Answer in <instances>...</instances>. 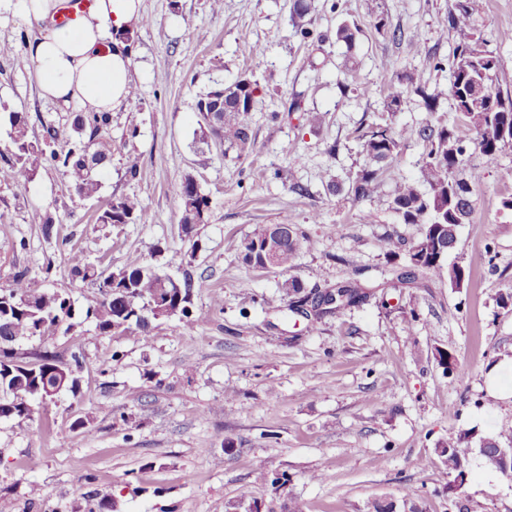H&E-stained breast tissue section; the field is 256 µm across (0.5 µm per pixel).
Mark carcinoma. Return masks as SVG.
<instances>
[{"label":"carcinoma","mask_w":512,"mask_h":512,"mask_svg":"<svg viewBox=\"0 0 512 512\" xmlns=\"http://www.w3.org/2000/svg\"><path fill=\"white\" fill-rule=\"evenodd\" d=\"M312 0H292L290 20L294 34L304 43L314 38L304 19L313 10ZM448 25L458 38L452 58L448 59L451 74L449 86L437 93L426 92V80L410 78L412 91L420 95L428 112H435L436 101L442 96L452 101L457 119L452 125L428 122L412 131V136L425 146V161L420 169V188L413 182L397 184L389 202L392 211L405 224L422 225L421 235L408 250V264L392 269L393 281L401 287L415 283L416 273L441 275L443 265L438 252H448L456 246L454 231L457 222L469 218L472 212L473 189L466 180L456 175L464 161L469 145H476L487 156H494L506 147H512V95H502L492 84L498 70L493 52L482 49L474 39L473 0H455L448 13ZM360 29L342 24L336 29V41L352 47ZM387 86L386 109L397 110L403 91L394 80ZM257 81L244 76L230 85L210 88L200 94L196 108L202 138L227 142L238 153L248 152L252 145V112ZM224 99L220 123L212 124L209 109ZM111 122L109 112H88L75 116L70 133L65 137L67 149L58 151L53 145L60 141L56 127L46 128L43 142L33 141L28 135L27 117L22 112L10 114L12 164L9 177L24 187L33 177L40 161H48L63 169L71 187L81 195L91 196L99 187V176L112 157V142L105 137ZM363 152L369 164L356 176L351 192L356 200L368 198L374 192L379 171L391 160L406 140L405 133L396 132L388 125L377 124L362 135ZM181 202L179 224L185 236H191L195 227L207 222L210 199L201 192L190 175L176 188ZM149 213L140 202L129 196L111 198L95 215V223L146 224ZM288 229L282 242L277 268L286 272L294 264L301 247L302 234L298 228L283 221ZM265 228L260 227L245 239L242 245L243 261L254 268H264L260 256H250L255 240ZM70 273L83 282L98 288L99 300L85 311V318L95 323L101 334H133L148 337L150 319L178 315L191 321V281L174 282L155 268L129 266L107 274L88 263L80 253L70 257ZM370 296L357 282L336 286L314 306H334L340 314ZM74 307L70 299L58 292L40 291L30 286L27 272L19 271L10 287L0 289V419L27 421L34 406L47 407L54 396L64 388L75 389L77 378L73 369L56 362L53 356H39L35 362H26L15 356L13 344L21 339L43 335L62 324L71 329ZM448 470L456 473V481L463 483L465 462L472 452L469 436L461 433L441 444ZM512 451V430L500 431L480 440L479 452L487 466L512 476V467L506 468L502 451Z\"/></svg>","instance_id":"carcinoma-1"}]
</instances>
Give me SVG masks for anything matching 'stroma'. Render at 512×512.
<instances>
[{
    "label": "stroma",
    "instance_id": "stroma-1",
    "mask_svg": "<svg viewBox=\"0 0 512 512\" xmlns=\"http://www.w3.org/2000/svg\"><path fill=\"white\" fill-rule=\"evenodd\" d=\"M454 0H315L305 24L322 45L294 36L291 0H143L131 73L135 95L112 112V160L98 191L83 197L62 169L42 162L26 188L7 177L9 115L25 113L29 135L68 130L75 109L43 99L24 58L30 28L0 18V288L27 271L32 287L68 293L76 315L97 298L69 271L82 253L109 272L150 264L192 280L191 322L154 321L151 341L99 334L83 320L16 344L18 356L82 355L77 391L59 392L33 420H0V489L14 512H88L100 499L115 512H237L249 488L262 512H512V477L487 468L480 440L512 429V401L489 395L486 375L512 358V148L496 156L469 149L461 168L473 187L472 214L445 257L463 268L462 288L447 277L410 288L385 285L391 267L420 235L391 211L396 182L418 180L420 142L406 140L374 194L349 192L366 165L360 136L380 120L407 131L430 115L452 122L451 100L426 112L410 86H448L458 41L448 27ZM476 36L499 60L494 89L512 93V0H476ZM415 35L393 43L377 16ZM358 24L354 49L336 42L342 22ZM249 44L251 54L240 51ZM243 75L259 85L254 144L247 153L203 143L201 93ZM403 92L387 114L384 77ZM324 113L310 127L289 111L293 95ZM137 161L136 178L126 175ZM192 176L211 201L207 223L185 237L175 187ZM136 197L146 224H95L115 196ZM303 233L289 272L245 264L240 244L281 221ZM305 291L357 281L374 291L343 314L308 320L281 289ZM413 334H406V325ZM454 356L448 375L439 352ZM86 430L73 429L75 420ZM471 431L473 452L459 493L440 445ZM287 473L282 487L264 481ZM326 480H316V473Z\"/></svg>",
    "mask_w": 512,
    "mask_h": 512
}]
</instances>
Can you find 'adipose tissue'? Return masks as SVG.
I'll use <instances>...</instances> for the list:
<instances>
[{"label":"adipose tissue","mask_w":512,"mask_h":512,"mask_svg":"<svg viewBox=\"0 0 512 512\" xmlns=\"http://www.w3.org/2000/svg\"><path fill=\"white\" fill-rule=\"evenodd\" d=\"M142 0H90L63 25L56 24L61 0H0V13L36 23L26 41L43 98L87 112H109L132 90V48L121 32L142 18Z\"/></svg>","instance_id":"obj_1"}]
</instances>
